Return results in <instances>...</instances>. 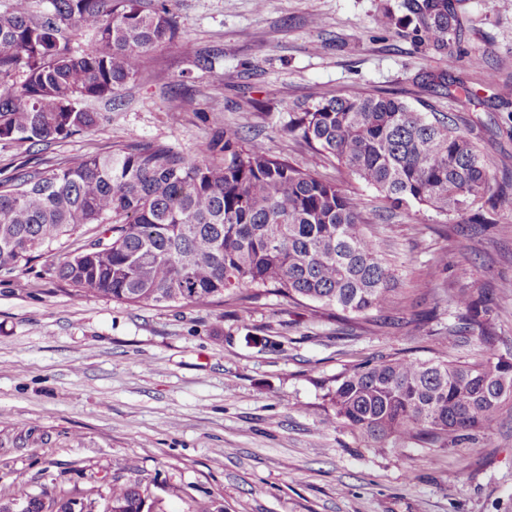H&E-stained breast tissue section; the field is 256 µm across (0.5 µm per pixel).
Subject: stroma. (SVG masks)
Segmentation results:
<instances>
[{
  "label": "stroma",
  "mask_w": 512,
  "mask_h": 512,
  "mask_svg": "<svg viewBox=\"0 0 512 512\" xmlns=\"http://www.w3.org/2000/svg\"><path fill=\"white\" fill-rule=\"evenodd\" d=\"M455 59L376 17L404 0H175L180 36L96 111L106 121L49 145L0 141V170L104 151L133 136L195 152L225 127L336 180L360 203L402 295L387 320L345 326L269 296L232 315L191 305L72 302L52 255L0 271V498L93 499L118 465L156 480L167 512H512V404L466 448L397 453L324 425L327 382L383 356L512 353V0H456ZM447 73L451 85L433 82ZM391 93L470 134L503 198L493 223L395 210L335 160L289 137L295 102ZM489 298L494 344L461 330L454 294ZM435 317L416 325V313Z\"/></svg>",
  "instance_id": "stroma-1"
}]
</instances>
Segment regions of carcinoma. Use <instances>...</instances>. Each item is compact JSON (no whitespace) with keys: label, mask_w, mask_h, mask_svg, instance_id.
I'll return each instance as SVG.
<instances>
[{"label":"carcinoma","mask_w":512,"mask_h":512,"mask_svg":"<svg viewBox=\"0 0 512 512\" xmlns=\"http://www.w3.org/2000/svg\"><path fill=\"white\" fill-rule=\"evenodd\" d=\"M171 0H31L0 9V141L32 146L101 129L88 107L110 99L147 55L179 33ZM403 23L448 53L461 22L448 0H405ZM91 33L82 50L66 31ZM289 135L375 188L394 208L462 212L490 190L491 164L446 116L391 95L294 104ZM98 233L52 264L74 301L133 306L244 305L273 294L356 321L398 304L399 291L365 230L358 200L336 182L242 144L226 128L188 155L133 136L105 153L0 175V271L53 251L88 225ZM452 303L465 328L494 339L487 297ZM427 360L383 357L332 380L325 425L345 424L377 448L476 450V436L512 402V356L448 358L437 338ZM132 462L112 474V512H165Z\"/></svg>","instance_id":"1"}]
</instances>
